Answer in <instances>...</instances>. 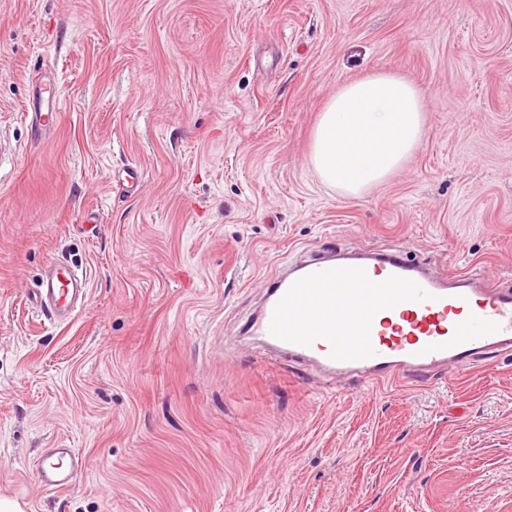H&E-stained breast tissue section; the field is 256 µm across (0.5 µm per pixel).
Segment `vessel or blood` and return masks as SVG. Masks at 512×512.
<instances>
[{"label":"vessel or blood","instance_id":"obj_1","mask_svg":"<svg viewBox=\"0 0 512 512\" xmlns=\"http://www.w3.org/2000/svg\"><path fill=\"white\" fill-rule=\"evenodd\" d=\"M35 305L49 321L69 322L89 292L86 274L48 265ZM267 354L328 375L372 383L462 370L479 358L512 353V289L469 276L438 277L400 254L374 262L312 259L274 281L248 328ZM84 469L73 448H52L37 476L68 491Z\"/></svg>","mask_w":512,"mask_h":512}]
</instances>
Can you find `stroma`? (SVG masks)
<instances>
[{"mask_svg": "<svg viewBox=\"0 0 512 512\" xmlns=\"http://www.w3.org/2000/svg\"><path fill=\"white\" fill-rule=\"evenodd\" d=\"M424 93L359 198L309 165L344 83ZM56 125L29 114L40 85ZM0 498L22 512H512V354L367 386L260 362L288 263L400 249L512 289V0H0ZM140 168L138 188L121 183ZM86 271L67 324L32 303ZM77 448L62 494L34 463ZM35 305L49 321L67 323L75 315L78 301L86 298L89 281L86 272H79L62 261L48 265L38 288Z\"/></svg>", "mask_w": 512, "mask_h": 512, "instance_id": "obj_1", "label": "stroma"}]
</instances>
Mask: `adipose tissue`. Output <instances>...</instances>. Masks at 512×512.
<instances>
[{
  "instance_id": "1",
  "label": "adipose tissue",
  "mask_w": 512,
  "mask_h": 512,
  "mask_svg": "<svg viewBox=\"0 0 512 512\" xmlns=\"http://www.w3.org/2000/svg\"><path fill=\"white\" fill-rule=\"evenodd\" d=\"M425 110L423 92L395 74L345 83L320 113L310 166L339 195L361 196L405 167L422 141Z\"/></svg>"
}]
</instances>
